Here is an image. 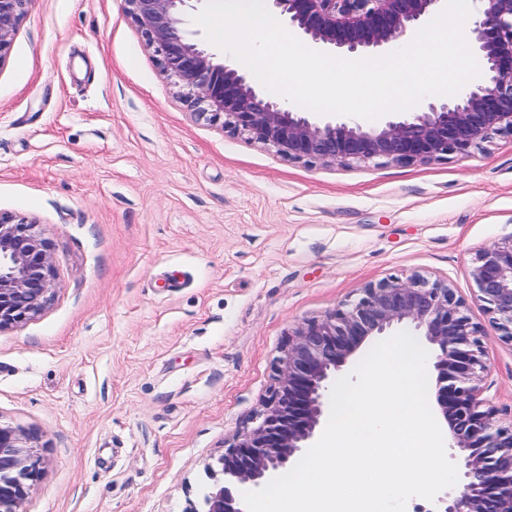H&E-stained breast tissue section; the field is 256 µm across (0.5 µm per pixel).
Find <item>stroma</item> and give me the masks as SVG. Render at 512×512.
I'll use <instances>...</instances> for the list:
<instances>
[{"mask_svg": "<svg viewBox=\"0 0 512 512\" xmlns=\"http://www.w3.org/2000/svg\"><path fill=\"white\" fill-rule=\"evenodd\" d=\"M0 212L36 223L58 284L0 331V423L46 461L21 512H191L306 320L420 275L487 324L471 270L512 240V137L292 160L198 118L124 0H29L0 64ZM486 350L506 426L512 346Z\"/></svg>", "mask_w": 512, "mask_h": 512, "instance_id": "1", "label": "stroma"}]
</instances>
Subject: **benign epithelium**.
<instances>
[{
	"mask_svg": "<svg viewBox=\"0 0 512 512\" xmlns=\"http://www.w3.org/2000/svg\"><path fill=\"white\" fill-rule=\"evenodd\" d=\"M28 0H0V64ZM161 71L188 91L197 116L220 123L290 159L325 165L387 160L426 162L467 155L494 136H512V0H478L470 49L480 75L455 97L426 99L380 124L326 120L287 107L251 75L193 42L184 16L194 0H125ZM272 13L318 46L369 57L430 21L443 0H266ZM498 338L512 344V240L480 250L471 271ZM49 242L36 223L0 212V330L41 314L54 294ZM409 324L436 346L433 392L462 477L443 512H512V425L495 420L483 397L489 370L484 327L448 285L421 276L369 283L359 296L288 335L259 423L240 432L217 461L224 476L202 512H247L243 493L263 488L310 447L330 378L372 337ZM44 461L35 438L0 424V512H19L40 485Z\"/></svg>",
	"mask_w": 512,
	"mask_h": 512,
	"instance_id": "1",
	"label": "benign epithelium"
}]
</instances>
